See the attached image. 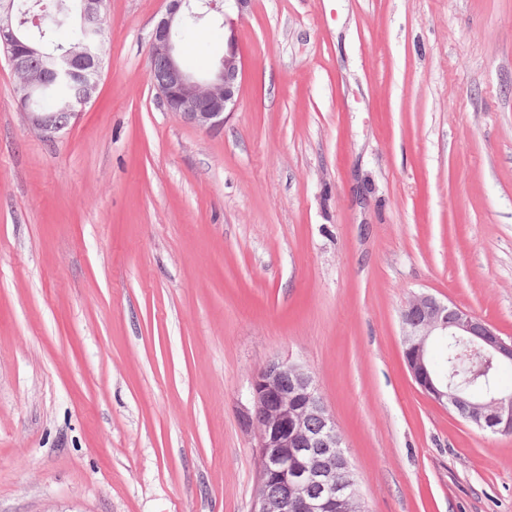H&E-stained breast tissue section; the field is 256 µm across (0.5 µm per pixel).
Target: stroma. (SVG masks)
I'll use <instances>...</instances> for the list:
<instances>
[{
	"label": "stroma",
	"mask_w": 512,
	"mask_h": 512,
	"mask_svg": "<svg viewBox=\"0 0 512 512\" xmlns=\"http://www.w3.org/2000/svg\"><path fill=\"white\" fill-rule=\"evenodd\" d=\"M163 0H107L48 139L0 54V512H251L253 377L304 365L368 512H512V435L407 372L428 293L512 337V0L229 5L239 102L149 79Z\"/></svg>",
	"instance_id": "35a3bbf8"
}]
</instances>
